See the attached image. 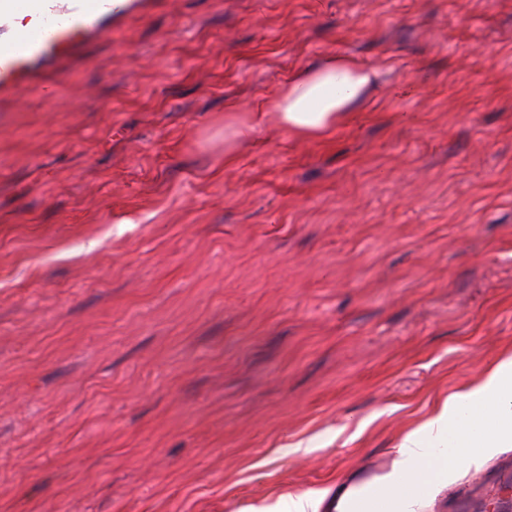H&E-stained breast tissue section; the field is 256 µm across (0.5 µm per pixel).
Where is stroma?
Segmentation results:
<instances>
[{
    "label": "stroma",
    "instance_id": "1",
    "mask_svg": "<svg viewBox=\"0 0 512 512\" xmlns=\"http://www.w3.org/2000/svg\"><path fill=\"white\" fill-rule=\"evenodd\" d=\"M332 54L347 125L231 136ZM509 355L512 0H151L0 110V512L377 476ZM424 512H512V450Z\"/></svg>",
    "mask_w": 512,
    "mask_h": 512
}]
</instances>
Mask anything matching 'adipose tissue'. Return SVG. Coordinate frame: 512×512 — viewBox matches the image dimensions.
I'll list each match as a JSON object with an SVG mask.
<instances>
[{
	"label": "adipose tissue",
	"instance_id": "adipose-tissue-1",
	"mask_svg": "<svg viewBox=\"0 0 512 512\" xmlns=\"http://www.w3.org/2000/svg\"><path fill=\"white\" fill-rule=\"evenodd\" d=\"M375 79L362 62L328 57L294 73L273 100L257 102L234 134L251 138L272 119L295 137L321 138L350 119ZM511 449L512 358L506 357L475 383L436 400L427 417L395 443L384 474L370 480L352 475L243 512H422L449 483Z\"/></svg>",
	"mask_w": 512,
	"mask_h": 512
}]
</instances>
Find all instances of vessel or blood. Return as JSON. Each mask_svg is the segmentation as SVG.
<instances>
[{
	"mask_svg": "<svg viewBox=\"0 0 512 512\" xmlns=\"http://www.w3.org/2000/svg\"><path fill=\"white\" fill-rule=\"evenodd\" d=\"M139 0H0V100L48 88Z\"/></svg>",
	"mask_w": 512,
	"mask_h": 512,
	"instance_id": "b4317fda",
	"label": "vessel or blood"
}]
</instances>
